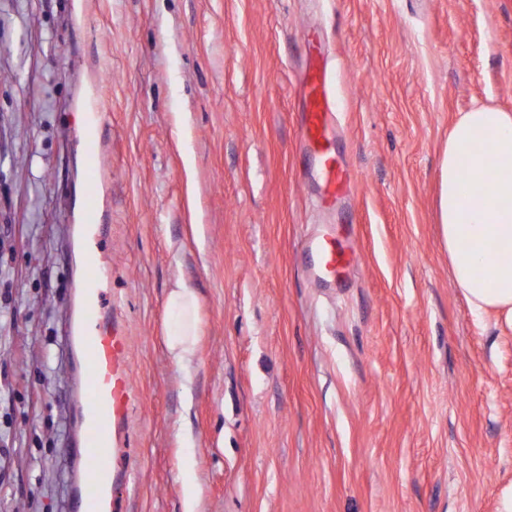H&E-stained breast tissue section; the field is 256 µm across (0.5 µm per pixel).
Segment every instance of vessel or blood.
<instances>
[{
  "mask_svg": "<svg viewBox=\"0 0 512 512\" xmlns=\"http://www.w3.org/2000/svg\"><path fill=\"white\" fill-rule=\"evenodd\" d=\"M302 140L317 163L321 206L332 211L353 196L357 174L337 151L336 116L328 75V62L320 55L305 63ZM84 198L79 220L86 228L102 224L100 196L106 182L100 167L105 141L97 121L85 128ZM315 255L308 271L318 284L341 279L356 265L354 252L337 245L331 235L308 240ZM105 271L94 249H85L82 259V310L78 324L68 325L64 342L76 356L79 377L78 440L70 453L82 466V478L72 503V512H115L112 485L129 478L127 449L119 445L120 434L137 399L130 368V344L124 330L113 321L101 290Z\"/></svg>",
  "mask_w": 512,
  "mask_h": 512,
  "instance_id": "obj_1",
  "label": "vessel or blood"
}]
</instances>
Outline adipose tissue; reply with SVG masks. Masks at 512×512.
<instances>
[{
  "instance_id": "adipose-tissue-1",
  "label": "adipose tissue",
  "mask_w": 512,
  "mask_h": 512,
  "mask_svg": "<svg viewBox=\"0 0 512 512\" xmlns=\"http://www.w3.org/2000/svg\"><path fill=\"white\" fill-rule=\"evenodd\" d=\"M439 222L456 286L470 310L512 326V251L488 253L491 241L512 243V113L480 105L448 132L440 162ZM199 301L175 280L166 300L164 344L179 366L198 344Z\"/></svg>"
}]
</instances>
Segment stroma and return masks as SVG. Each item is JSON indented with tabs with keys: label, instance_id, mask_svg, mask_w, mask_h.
I'll use <instances>...</instances> for the list:
<instances>
[{
	"label": "stroma",
	"instance_id": "stroma-1",
	"mask_svg": "<svg viewBox=\"0 0 512 512\" xmlns=\"http://www.w3.org/2000/svg\"><path fill=\"white\" fill-rule=\"evenodd\" d=\"M332 65L358 174L328 217L300 147L309 52ZM112 152L99 254L139 390L122 512H498L512 488V329L474 317L437 224L461 113H512V0H0V512H64L79 284L81 85ZM199 343L163 344L175 278ZM305 244L315 255V262L307 271L315 283L330 284L332 279L341 283L346 271L357 265L355 253L338 246L329 234L310 239Z\"/></svg>",
	"mask_w": 512,
	"mask_h": 512
}]
</instances>
